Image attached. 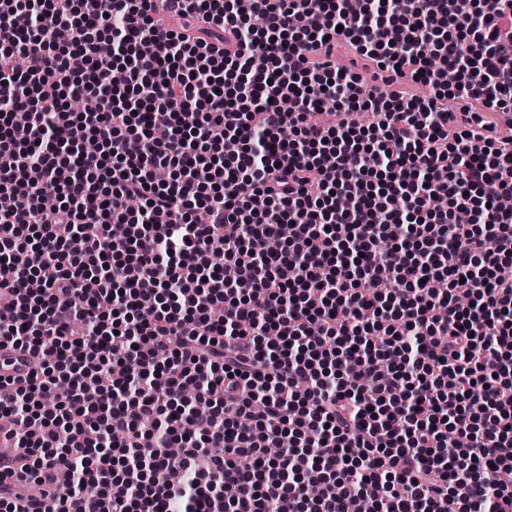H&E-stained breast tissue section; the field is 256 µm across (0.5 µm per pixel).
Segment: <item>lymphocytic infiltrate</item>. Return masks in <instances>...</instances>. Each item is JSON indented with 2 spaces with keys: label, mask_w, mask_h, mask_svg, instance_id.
I'll list each match as a JSON object with an SVG mask.
<instances>
[{
  "label": "lymphocytic infiltrate",
  "mask_w": 512,
  "mask_h": 512,
  "mask_svg": "<svg viewBox=\"0 0 512 512\" xmlns=\"http://www.w3.org/2000/svg\"><path fill=\"white\" fill-rule=\"evenodd\" d=\"M505 112L512 0H0V512H512ZM29 360L28 353L18 351L10 346H2L0 349V375H26L29 371Z\"/></svg>",
  "instance_id": "lymphocytic-infiltrate-1"
}]
</instances>
